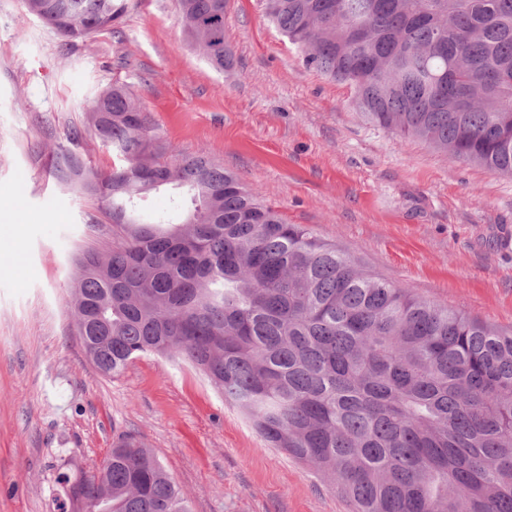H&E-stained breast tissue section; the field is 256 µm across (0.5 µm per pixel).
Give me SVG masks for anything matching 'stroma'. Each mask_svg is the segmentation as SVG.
Returning <instances> with one entry per match:
<instances>
[{
    "label": "stroma",
    "instance_id": "35a3bbf8",
    "mask_svg": "<svg viewBox=\"0 0 512 512\" xmlns=\"http://www.w3.org/2000/svg\"><path fill=\"white\" fill-rule=\"evenodd\" d=\"M232 55L211 67L174 0H128L74 43L0 0V512H54V467L90 472L138 437L191 512H350L312 467L269 447L201 372L140 355L101 374L78 334L73 257L112 243L69 176L111 150L85 104L129 86L169 150L234 172L288 223L432 304L512 329V176L368 123L349 85L305 65L261 0H228Z\"/></svg>",
    "mask_w": 512,
    "mask_h": 512
}]
</instances>
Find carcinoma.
Listing matches in <instances>:
<instances>
[{
    "label": "carcinoma",
    "instance_id": "carcinoma-1",
    "mask_svg": "<svg viewBox=\"0 0 512 512\" xmlns=\"http://www.w3.org/2000/svg\"><path fill=\"white\" fill-rule=\"evenodd\" d=\"M307 66L354 91L375 125L512 176V0H262ZM70 42L114 28L126 0H22ZM227 0H175L224 69ZM120 160L65 159L104 200L112 246L75 257L76 326L104 374L138 356L202 371L272 447L313 467L353 512H512V331L414 297L246 189L202 154L166 157L128 87L87 105ZM186 193L177 224L136 205ZM106 466L57 469L56 512H187L135 436Z\"/></svg>",
    "mask_w": 512,
    "mask_h": 512
}]
</instances>
